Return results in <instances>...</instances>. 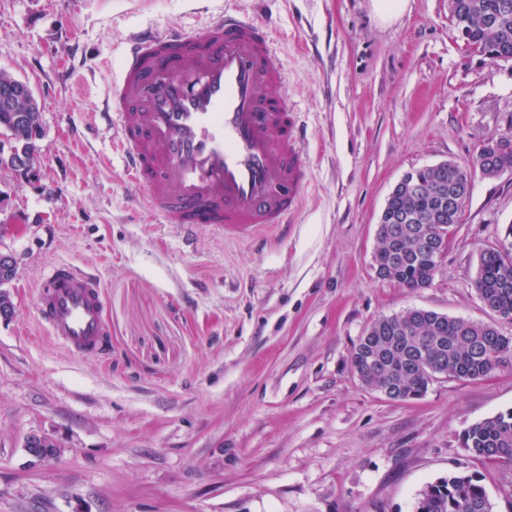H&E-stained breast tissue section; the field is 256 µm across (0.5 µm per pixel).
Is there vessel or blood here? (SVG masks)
<instances>
[{"label": "vessel or blood", "mask_w": 512, "mask_h": 512, "mask_svg": "<svg viewBox=\"0 0 512 512\" xmlns=\"http://www.w3.org/2000/svg\"><path fill=\"white\" fill-rule=\"evenodd\" d=\"M272 18L221 12L198 29L155 25L123 52L102 112L135 201L185 241L206 230L249 238L292 223L309 182L305 125L287 96ZM97 278L52 264L37 310L68 352L104 346Z\"/></svg>", "instance_id": "vessel-or-blood-1"}]
</instances>
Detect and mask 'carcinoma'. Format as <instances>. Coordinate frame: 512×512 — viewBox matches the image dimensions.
Here are the masks:
<instances>
[{"instance_id": "cac0c4a2", "label": "carcinoma", "mask_w": 512, "mask_h": 512, "mask_svg": "<svg viewBox=\"0 0 512 512\" xmlns=\"http://www.w3.org/2000/svg\"><path fill=\"white\" fill-rule=\"evenodd\" d=\"M502 2L455 0L451 19L469 46L512 58V11L504 12ZM40 119V110L30 113L29 126L35 133H14L9 153L0 146V166L14 167V154L21 151L30 160L29 168L35 167L36 141L42 136ZM506 168L512 170V136L503 144L485 143L474 169L494 178ZM407 176L412 182L426 183L427 188L418 194L405 188L391 198L389 208L402 222L383 224L378 231L376 255L385 267L378 274L405 288L419 289L430 285L436 267L435 257L417 246L419 230L430 224L429 217L443 199L454 203L448 226L461 223L472 172L450 162L437 178L424 168ZM15 275L14 270L0 268V309L13 307L6 285ZM473 288L487 310L498 317L512 315V248L493 243L481 249ZM508 359H512V336L502 335L497 326L411 309L374 320L354 347L351 365L368 387L395 389L396 400L408 401L422 396L437 374L477 379ZM461 439L471 455L512 467V411L473 424ZM415 512H492V504L473 477L453 475L421 490Z\"/></svg>"}]
</instances>
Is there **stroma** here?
I'll return each mask as SVG.
<instances>
[{
	"label": "stroma",
	"mask_w": 512,
	"mask_h": 512,
	"mask_svg": "<svg viewBox=\"0 0 512 512\" xmlns=\"http://www.w3.org/2000/svg\"><path fill=\"white\" fill-rule=\"evenodd\" d=\"M199 0H0V69L27 81L43 136L34 175L0 167V252L17 272L0 319V512H414L463 473L512 512V473L463 448L512 411V362L441 377L419 399L371 390L351 366L366 328L411 309L491 321L481 249L512 225V174L475 176L429 286L378 276V220L407 172L473 167L512 132V59L464 44L448 0H209L273 16L288 96L307 128L310 185L267 240L183 243L134 207L112 132L85 124L130 35L200 27ZM51 261L103 284L107 349L42 336L37 277ZM61 446L31 462L28 435Z\"/></svg>",
	"instance_id": "1"
}]
</instances>
